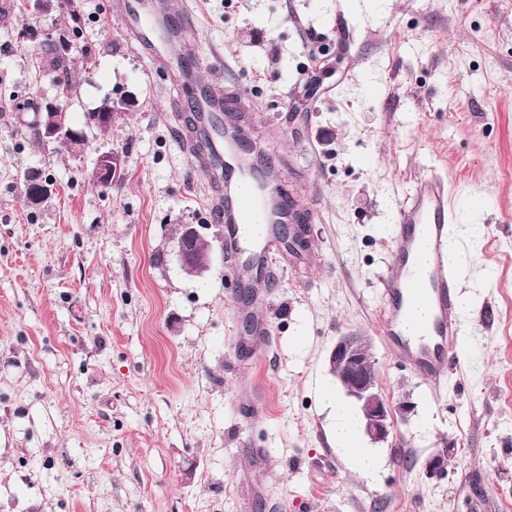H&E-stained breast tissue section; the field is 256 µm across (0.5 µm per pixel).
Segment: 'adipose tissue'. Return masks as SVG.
Instances as JSON below:
<instances>
[{
  "mask_svg": "<svg viewBox=\"0 0 512 512\" xmlns=\"http://www.w3.org/2000/svg\"><path fill=\"white\" fill-rule=\"evenodd\" d=\"M321 399L329 410L337 448L347 453L351 464L361 474L374 476L380 466V458L364 446L362 427L355 409L328 385L322 387Z\"/></svg>",
  "mask_w": 512,
  "mask_h": 512,
  "instance_id": "ef3b65f1",
  "label": "adipose tissue"
}]
</instances>
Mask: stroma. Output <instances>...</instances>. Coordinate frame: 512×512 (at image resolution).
I'll use <instances>...</instances> for the list:
<instances>
[{"label": "stroma", "mask_w": 512, "mask_h": 512, "mask_svg": "<svg viewBox=\"0 0 512 512\" xmlns=\"http://www.w3.org/2000/svg\"><path fill=\"white\" fill-rule=\"evenodd\" d=\"M0 0V512H512V0H196L192 97L250 86L310 246L281 250L267 301L227 285L223 225L177 143L175 76L150 71L109 0L31 13ZM68 41L61 97L46 38ZM135 105L80 157L30 122ZM29 109L19 112L16 102ZM121 180L92 182L99 152ZM53 185L40 206L27 175ZM458 207L469 307L434 399L383 344L379 280L400 197L430 176ZM210 268L181 270L180 225ZM266 335L247 332L244 311ZM371 337L412 418L375 445L374 479L336 448L319 386L340 334ZM457 443L448 472L421 462ZM125 163V156L118 151L109 149L99 152L93 169V176L97 184L102 187L108 186L122 172ZM111 186L112 183L109 187Z\"/></svg>", "instance_id": "35a3bbf8"}]
</instances>
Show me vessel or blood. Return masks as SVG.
<instances>
[{"mask_svg":"<svg viewBox=\"0 0 512 512\" xmlns=\"http://www.w3.org/2000/svg\"><path fill=\"white\" fill-rule=\"evenodd\" d=\"M112 14L146 56L152 70L192 73L198 62L192 38L198 26L190 10L171 16L166 0H112ZM252 88L207 87L185 101L193 133L180 136L181 146L201 173L214 158L224 174L212 191L210 211L224 227V276L237 287L266 294L275 276L279 228L308 209L290 201L278 188L277 164L256 168L249 139L262 119ZM457 220L447 182L431 176L424 188L397 207L392 250L381 282L383 340L395 358L418 372L435 389L446 370L460 361V272L448 263L452 228ZM427 302L432 319L423 336H405L401 323L417 302Z\"/></svg>","mask_w":512,"mask_h":512,"instance_id":"vessel-or-blood-1","label":"vessel or blood"}]
</instances>
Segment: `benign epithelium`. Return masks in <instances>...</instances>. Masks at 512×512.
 Masks as SVG:
<instances>
[{
  "label": "benign epithelium",
  "instance_id": "benign-epithelium-1",
  "mask_svg": "<svg viewBox=\"0 0 512 512\" xmlns=\"http://www.w3.org/2000/svg\"><path fill=\"white\" fill-rule=\"evenodd\" d=\"M132 106V100L110 101L97 112L87 113V125L98 131H105ZM37 131L46 142L60 138L69 141L74 156L83 154L90 142L85 131H75L63 123L62 113L58 112L55 102L47 103L45 111L38 114ZM125 156L109 149L98 153L93 169L97 184L105 187L124 169ZM49 193V186L43 180L33 177L25 181L24 195L32 206L42 203ZM183 232L178 242V256L184 261L185 269L191 273H200L210 268V253L196 250L201 239L192 224L182 225ZM330 364L345 381L348 390L362 404L364 411V429L366 436L374 443H386L394 437L397 425L409 421L415 414L416 403L406 395L397 403H392L374 384L370 374L374 373L375 352L372 340L364 333L355 331L337 337L330 351ZM456 445L443 441L442 447L434 449L422 463L423 473L428 479L439 478L447 472L448 457L454 454Z\"/></svg>",
  "mask_w": 512,
  "mask_h": 512
}]
</instances>
